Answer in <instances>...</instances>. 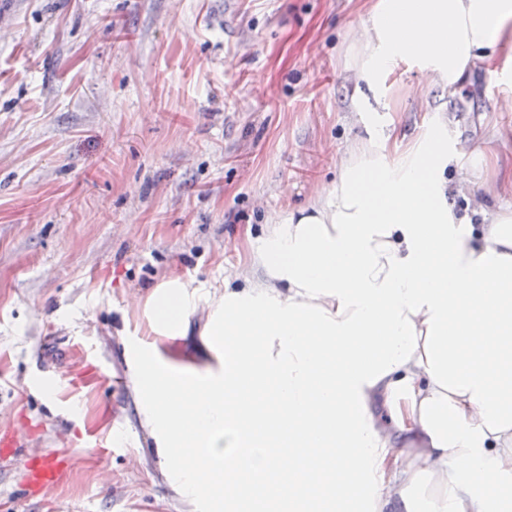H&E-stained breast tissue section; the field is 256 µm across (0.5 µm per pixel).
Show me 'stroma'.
<instances>
[{
	"mask_svg": "<svg viewBox=\"0 0 512 512\" xmlns=\"http://www.w3.org/2000/svg\"><path fill=\"white\" fill-rule=\"evenodd\" d=\"M363 6L0 0V428L27 441L0 445V512H195L126 380L143 299L170 273L220 284L238 230L332 181L349 140L388 122L416 137L444 116L452 143L509 130L494 144L512 164V111L482 62L456 94L420 99L413 61L376 88L352 77ZM49 450L66 477L26 484Z\"/></svg>",
	"mask_w": 512,
	"mask_h": 512,
	"instance_id": "1",
	"label": "stroma"
}]
</instances>
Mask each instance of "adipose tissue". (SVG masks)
Masks as SVG:
<instances>
[{
  "mask_svg": "<svg viewBox=\"0 0 512 512\" xmlns=\"http://www.w3.org/2000/svg\"><path fill=\"white\" fill-rule=\"evenodd\" d=\"M512 76V0H369L345 64ZM493 185L498 206L449 196ZM234 277L172 275L124 354L163 475L202 512H512V173L444 121L353 141L245 228Z\"/></svg>",
  "mask_w": 512,
  "mask_h": 512,
  "instance_id": "ef3b65f1",
  "label": "adipose tissue"
}]
</instances>
